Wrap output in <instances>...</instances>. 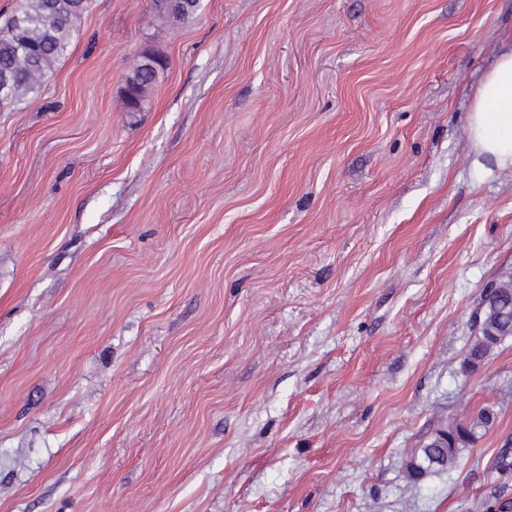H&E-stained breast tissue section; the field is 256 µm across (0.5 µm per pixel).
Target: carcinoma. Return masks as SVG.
<instances>
[{"label": "carcinoma", "instance_id": "obj_1", "mask_svg": "<svg viewBox=\"0 0 512 512\" xmlns=\"http://www.w3.org/2000/svg\"><path fill=\"white\" fill-rule=\"evenodd\" d=\"M88 0H20L19 8L0 26V70L12 75L10 88L0 91V103H13L33 93L44 75L67 49L75 21L86 11ZM157 71L135 67L127 88L134 90L132 108L139 106L144 88L156 80ZM478 336L468 349L467 363L474 366L495 347L512 339V275H504L484 295L476 317ZM489 411L479 410L467 423L440 433L424 448L421 458L406 466L411 477L432 468L452 469L459 449L473 443L491 423Z\"/></svg>", "mask_w": 512, "mask_h": 512}]
</instances>
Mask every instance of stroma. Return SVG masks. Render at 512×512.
Wrapping results in <instances>:
<instances>
[{
  "instance_id": "1",
  "label": "stroma",
  "mask_w": 512,
  "mask_h": 512,
  "mask_svg": "<svg viewBox=\"0 0 512 512\" xmlns=\"http://www.w3.org/2000/svg\"><path fill=\"white\" fill-rule=\"evenodd\" d=\"M510 44L512 0H89L0 106V512H512V340L466 363L512 272L466 136ZM157 70L142 69L136 66L133 75L128 79L127 90L133 89L136 94L134 102L128 96V105L132 108H137L141 101L142 93L147 85L152 84L156 80ZM140 97V98H139ZM492 417L486 409L479 410L466 424L441 432L421 450V461L412 459L406 466L411 477H420L432 468L452 469L456 466L459 448L473 443L478 434L491 423Z\"/></svg>"
}]
</instances>
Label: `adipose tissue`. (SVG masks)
<instances>
[{
	"instance_id": "ef3b65f1",
	"label": "adipose tissue",
	"mask_w": 512,
	"mask_h": 512,
	"mask_svg": "<svg viewBox=\"0 0 512 512\" xmlns=\"http://www.w3.org/2000/svg\"><path fill=\"white\" fill-rule=\"evenodd\" d=\"M467 138L481 173L512 172V47L500 53L475 90Z\"/></svg>"
}]
</instances>
